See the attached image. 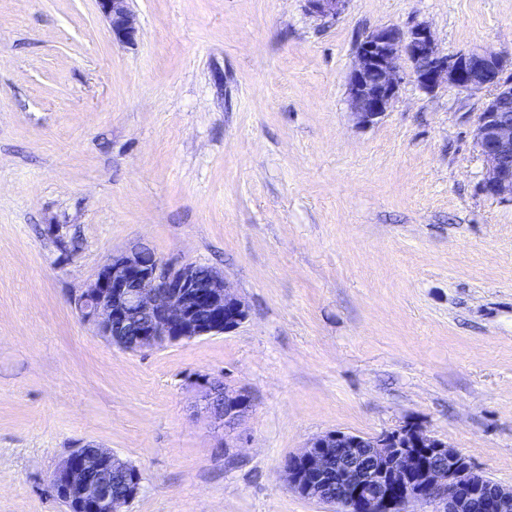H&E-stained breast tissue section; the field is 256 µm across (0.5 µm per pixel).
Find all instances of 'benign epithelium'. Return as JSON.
Wrapping results in <instances>:
<instances>
[{
  "mask_svg": "<svg viewBox=\"0 0 512 512\" xmlns=\"http://www.w3.org/2000/svg\"><path fill=\"white\" fill-rule=\"evenodd\" d=\"M112 39L135 42L138 27L130 0H97ZM316 17H334L347 0H305ZM407 58L425 92L447 85L489 92L474 139L486 161L483 190L512 202V81L503 78V55L473 50L441 53L428 26L382 25L358 42L348 80L351 115L362 127L390 110ZM73 304L99 335L124 351L141 352L165 343L228 333L248 316L246 304L217 268L178 265L143 246L115 253L100 267ZM208 408L226 423L244 418L252 398L218 378L199 383ZM288 485L301 496L346 512H406L416 500L435 512H512V486L476 471L469 458L414 424L376 437L331 431L310 440L288 460ZM122 490L112 493V476ZM51 486L71 512H126L141 489L140 471L108 448L85 444L72 450L51 475Z\"/></svg>",
  "mask_w": 512,
  "mask_h": 512,
  "instance_id": "1",
  "label": "benign epithelium"
}]
</instances>
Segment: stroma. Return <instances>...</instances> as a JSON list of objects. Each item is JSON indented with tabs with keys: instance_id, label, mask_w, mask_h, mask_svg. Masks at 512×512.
Segmentation results:
<instances>
[{
	"instance_id": "obj_1",
	"label": "stroma",
	"mask_w": 512,
	"mask_h": 512,
	"mask_svg": "<svg viewBox=\"0 0 512 512\" xmlns=\"http://www.w3.org/2000/svg\"><path fill=\"white\" fill-rule=\"evenodd\" d=\"M130 6L127 45L96 0H0V512H70L49 476L87 443L140 470L127 512H331L289 458L407 423L512 486V203L483 190L485 96L408 77L370 127L348 102L365 32L508 56L512 0ZM137 244L217 267L247 319L113 346L71 299ZM202 375L250 392L235 429Z\"/></svg>"
}]
</instances>
